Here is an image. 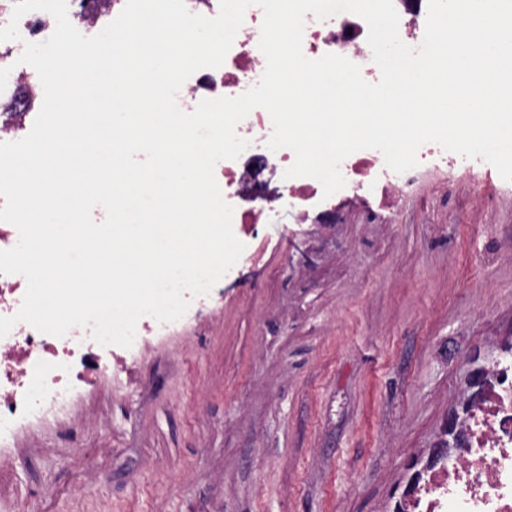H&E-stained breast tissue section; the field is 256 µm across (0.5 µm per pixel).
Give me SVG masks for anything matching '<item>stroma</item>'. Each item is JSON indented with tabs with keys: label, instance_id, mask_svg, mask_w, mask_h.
Here are the masks:
<instances>
[{
	"label": "stroma",
	"instance_id": "stroma-1",
	"mask_svg": "<svg viewBox=\"0 0 512 512\" xmlns=\"http://www.w3.org/2000/svg\"><path fill=\"white\" fill-rule=\"evenodd\" d=\"M287 213L191 324L19 435L0 512H394L512 336V182Z\"/></svg>",
	"mask_w": 512,
	"mask_h": 512
}]
</instances>
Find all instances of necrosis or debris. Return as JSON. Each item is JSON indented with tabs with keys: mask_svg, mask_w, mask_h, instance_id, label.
<instances>
[{
	"mask_svg": "<svg viewBox=\"0 0 512 512\" xmlns=\"http://www.w3.org/2000/svg\"><path fill=\"white\" fill-rule=\"evenodd\" d=\"M399 14V36L418 48L424 38L428 0H394ZM263 11L250 6L222 66L196 71L183 85L178 103L190 112L204 99L236 97L261 78L266 59L258 43ZM51 16L43 11L26 13L19 21L17 41H0V65L17 58L25 43L43 40ZM367 23L352 13L326 20L307 16L303 53L317 59L327 53L348 58L361 68L363 78L378 82L381 72L368 44ZM269 113L253 109L237 126L249 147L235 160H222L215 177L224 199L233 206L232 227L241 232L248 224L266 223L272 212H291L295 223H307L311 213L334 212L337 201L379 196L391 201L412 186L421 171L453 167L459 156L428 143L418 151L419 164L403 173L389 169L383 154L363 149L341 164L343 189L327 198L312 177L285 178L294 161L292 150H270ZM172 322L140 318L131 347L100 346L86 327L72 328L65 336L43 334L28 324H17L0 338V468L13 464L12 448L18 433L48 417L70 409L75 397L102 376L127 370L139 350L152 339L169 335ZM453 459H440L429 469L424 483L404 507V512H512V353L489 362L483 382L458 419Z\"/></svg>",
	"mask_w": 512,
	"mask_h": 512,
	"instance_id": "4bbe7bcc",
	"label": "necrosis or debris"
}]
</instances>
